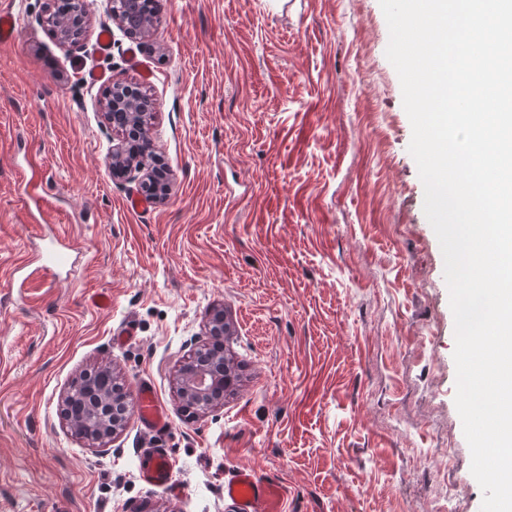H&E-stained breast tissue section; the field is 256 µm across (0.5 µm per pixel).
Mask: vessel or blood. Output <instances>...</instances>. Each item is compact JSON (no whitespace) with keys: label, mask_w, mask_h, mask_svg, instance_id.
Listing matches in <instances>:
<instances>
[{"label":"vessel or blood","mask_w":512,"mask_h":512,"mask_svg":"<svg viewBox=\"0 0 512 512\" xmlns=\"http://www.w3.org/2000/svg\"><path fill=\"white\" fill-rule=\"evenodd\" d=\"M136 408L145 431L159 434L171 428L165 406L149 380L143 379L137 384ZM138 476L153 488L175 487V464L169 450L155 448L142 456ZM224 496L235 505L237 512H284L288 488L272 472L240 468L225 480Z\"/></svg>","instance_id":"vessel-or-blood-1"}]
</instances>
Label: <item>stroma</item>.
I'll use <instances>...</instances> for the list:
<instances>
[{"label": "stroma", "instance_id": "35a3bbf8", "mask_svg": "<svg viewBox=\"0 0 512 512\" xmlns=\"http://www.w3.org/2000/svg\"><path fill=\"white\" fill-rule=\"evenodd\" d=\"M0 43V512H236L224 479L274 472L286 512H481L455 406L454 317L379 0H157L158 30L112 28L108 0L71 48L48 0H12ZM108 73L88 84L80 70ZM146 91L171 186L130 210L112 174L107 84ZM62 237L59 279L12 282ZM99 294L112 297L97 306ZM237 333L217 407L176 395L209 311ZM136 328L127 344L114 330ZM110 366L151 380L172 419L137 417L101 453L72 437L63 394ZM169 449L174 496L137 478Z\"/></svg>", "mask_w": 512, "mask_h": 512}]
</instances>
